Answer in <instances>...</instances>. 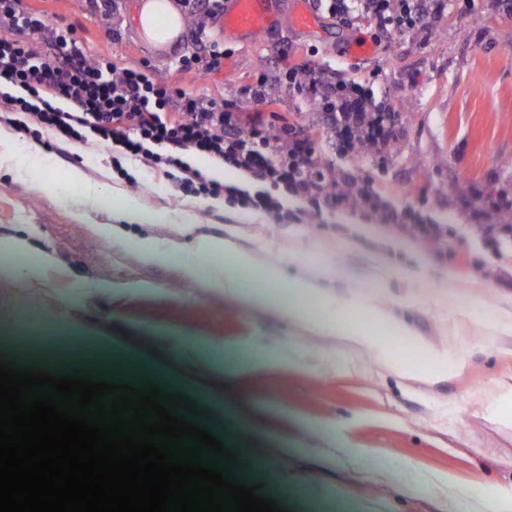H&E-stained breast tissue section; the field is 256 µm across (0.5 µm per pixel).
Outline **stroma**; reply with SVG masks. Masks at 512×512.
<instances>
[{
  "mask_svg": "<svg viewBox=\"0 0 512 512\" xmlns=\"http://www.w3.org/2000/svg\"><path fill=\"white\" fill-rule=\"evenodd\" d=\"M138 2L117 0L111 15L94 18L85 0H23L75 28L87 55L123 66L146 59L171 75L196 44L187 30L169 48L148 43L134 24ZM370 40L366 27L323 13L313 29L285 24L261 42L231 45L219 75L181 78L188 92L247 109L241 88L258 70L276 73L278 42L346 82L380 69L373 101L390 107L394 155L354 157L312 100L269 90L311 133L310 165L355 183L365 200L358 209L332 203L274 224L158 184L132 158L117 163L94 145L60 146L50 133L0 123V355L21 366L50 358L66 373L109 363L134 387L190 398L199 423L236 453L237 474L286 512H448L462 498L466 512H490L489 490L512 487V399H499L512 388V338L492 327L512 314V237L485 235L487 225H512V209L500 205L512 201V0H448L430 32L350 56ZM30 147L43 164L16 168L15 152ZM77 172L111 206L73 190ZM129 201L144 223L121 219ZM405 224H437L442 236L420 242ZM22 238L28 250H16ZM137 240L179 258L146 262ZM215 240L223 250L199 254ZM240 252L252 258L239 271L244 292L209 288ZM187 260L197 275L185 272ZM269 266L279 270L276 289L314 284L301 312L249 305ZM340 301L359 328L407 327L393 340L396 365L316 330ZM455 336L466 340L463 366L447 373L428 349ZM198 346L210 359H193ZM356 447L396 469L367 474L348 458Z\"/></svg>",
  "mask_w": 512,
  "mask_h": 512,
  "instance_id": "obj_1",
  "label": "stroma"
}]
</instances>
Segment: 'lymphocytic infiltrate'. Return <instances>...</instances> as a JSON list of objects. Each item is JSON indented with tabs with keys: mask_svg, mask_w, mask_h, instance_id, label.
I'll list each match as a JSON object with an SVG mask.
<instances>
[{
	"mask_svg": "<svg viewBox=\"0 0 512 512\" xmlns=\"http://www.w3.org/2000/svg\"><path fill=\"white\" fill-rule=\"evenodd\" d=\"M316 9L345 24L369 22L376 35L427 31L445 11V0H313ZM193 23L197 50L181 55L180 73L215 75L223 72L227 52L223 43L209 40L206 29L223 9L222 0H181ZM276 75L258 71L243 87L254 111H239L232 102L187 92L170 78L161 79L149 62L121 66L107 57L87 56L73 29L53 26L39 11L24 8L22 0H0V100L11 112L22 113L18 129L28 119L63 143L98 142L139 160L155 180L192 194L222 198L230 203L265 210L274 223L288 218L280 194L302 199L308 212L322 202H343L322 188V178L306 167L311 142L295 123L267 121L269 81L291 93L305 94L322 111L346 113L347 124L368 128L375 144L389 136L384 121L366 113L364 87L348 86L337 94L334 82L307 64H294L278 49ZM240 171L268 184V191L249 192L234 184L208 178L193 159Z\"/></svg>",
	"mask_w": 512,
	"mask_h": 512,
	"instance_id": "1",
	"label": "lymphocytic infiltrate"
}]
</instances>
